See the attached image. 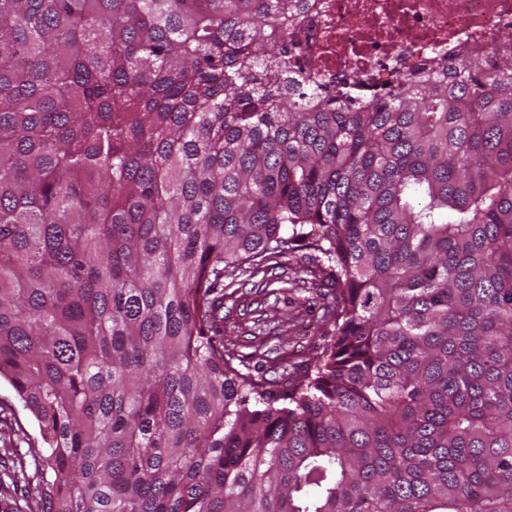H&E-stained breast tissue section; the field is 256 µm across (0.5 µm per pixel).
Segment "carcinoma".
<instances>
[{
    "label": "carcinoma",
    "mask_w": 512,
    "mask_h": 512,
    "mask_svg": "<svg viewBox=\"0 0 512 512\" xmlns=\"http://www.w3.org/2000/svg\"><path fill=\"white\" fill-rule=\"evenodd\" d=\"M308 0H0L15 512H512V50L350 102ZM315 253L313 375L225 357L224 274ZM0 418H7L12 423L15 434L13 435L14 444L17 448H27L22 437L27 434L31 438H40L37 422L33 415L22 408L20 402L16 398L14 391L9 383L0 380ZM11 420V421H9ZM17 438L20 440L17 441Z\"/></svg>",
    "instance_id": "obj_1"
}]
</instances>
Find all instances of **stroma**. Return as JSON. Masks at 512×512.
Wrapping results in <instances>:
<instances>
[{
    "label": "stroma",
    "mask_w": 512,
    "mask_h": 512,
    "mask_svg": "<svg viewBox=\"0 0 512 512\" xmlns=\"http://www.w3.org/2000/svg\"><path fill=\"white\" fill-rule=\"evenodd\" d=\"M309 253L281 258L267 277L236 276L225 288L219 314L224 319V350L241 372L280 382L303 376L329 344L326 317L335 288L323 281L304 282Z\"/></svg>",
    "instance_id": "obj_1"
}]
</instances>
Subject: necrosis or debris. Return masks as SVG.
<instances>
[{
	"instance_id": "1",
	"label": "necrosis or debris",
	"mask_w": 512,
	"mask_h": 512,
	"mask_svg": "<svg viewBox=\"0 0 512 512\" xmlns=\"http://www.w3.org/2000/svg\"><path fill=\"white\" fill-rule=\"evenodd\" d=\"M284 27L302 31L313 80L384 93L432 61L492 59L512 33V0H309Z\"/></svg>"
}]
</instances>
